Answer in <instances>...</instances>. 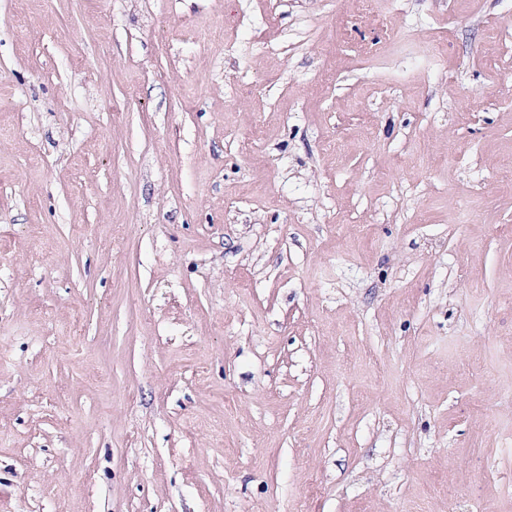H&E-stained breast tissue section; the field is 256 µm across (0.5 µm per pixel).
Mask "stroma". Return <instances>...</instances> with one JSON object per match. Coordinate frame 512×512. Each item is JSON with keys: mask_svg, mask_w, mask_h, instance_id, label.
<instances>
[{"mask_svg": "<svg viewBox=\"0 0 512 512\" xmlns=\"http://www.w3.org/2000/svg\"><path fill=\"white\" fill-rule=\"evenodd\" d=\"M0 512H512V0H0Z\"/></svg>", "mask_w": 512, "mask_h": 512, "instance_id": "1", "label": "stroma"}]
</instances>
